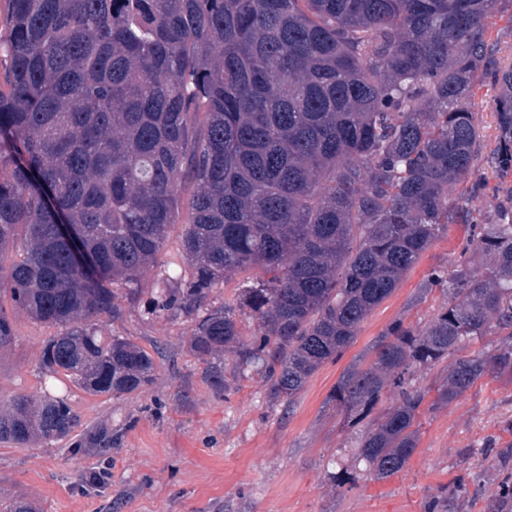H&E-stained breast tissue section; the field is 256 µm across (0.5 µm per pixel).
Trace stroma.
<instances>
[{
  "label": "stroma",
  "instance_id": "35a3bbf8",
  "mask_svg": "<svg viewBox=\"0 0 512 512\" xmlns=\"http://www.w3.org/2000/svg\"><path fill=\"white\" fill-rule=\"evenodd\" d=\"M494 86L475 84L481 131L477 174L452 204L490 217L512 188L495 172ZM467 224L449 225L362 322L337 360L325 363L292 403L271 402L258 375L227 379L216 390L188 346L194 326L183 314L157 312V269H147L136 302L117 294L121 315L105 318L106 336H126L155 357L153 383L119 398L77 389L41 370L56 326L8 307L14 336L0 347V398L50 393L68 397L80 418L59 441L0 443V500L21 498L36 512H512V380L486 376L450 405L424 410L420 442L406 466L379 479L355 455L364 427L342 425L327 398L344 369L397 322L424 327L448 301L419 289L436 268L450 269L470 240Z\"/></svg>",
  "mask_w": 512,
  "mask_h": 512
}]
</instances>
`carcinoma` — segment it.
Masks as SVG:
<instances>
[{
    "mask_svg": "<svg viewBox=\"0 0 512 512\" xmlns=\"http://www.w3.org/2000/svg\"><path fill=\"white\" fill-rule=\"evenodd\" d=\"M511 1L8 0L0 288L64 327L43 369L115 398L152 383V355L99 320L120 314L113 284L138 296L184 215L194 276L166 275L154 310L195 316L188 344L216 389L231 347L234 377L254 371L270 399L293 401L458 215L449 192L475 173L477 81L498 88L490 159L512 171V61L483 26ZM467 251L428 277L448 291L434 318L385 331L329 397L343 422H366L357 458L378 477L418 448L424 405L512 378V194L498 218L473 220ZM251 268L263 276L236 305L205 304ZM239 311L256 320L247 340ZM493 327L492 353L464 354ZM449 359L437 387L414 385ZM78 426L64 398L0 399V442Z\"/></svg>",
    "mask_w": 512,
    "mask_h": 512,
    "instance_id": "1",
    "label": "carcinoma"
}]
</instances>
